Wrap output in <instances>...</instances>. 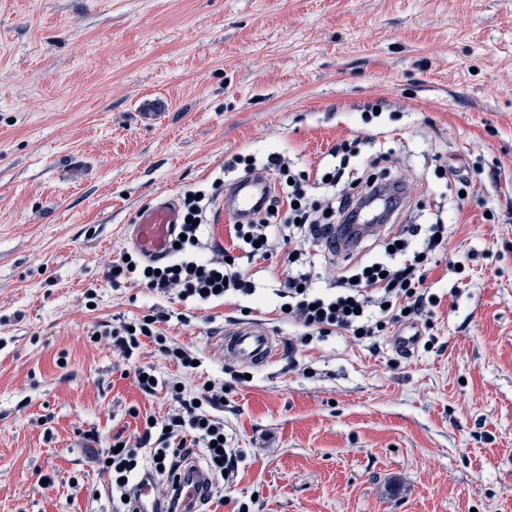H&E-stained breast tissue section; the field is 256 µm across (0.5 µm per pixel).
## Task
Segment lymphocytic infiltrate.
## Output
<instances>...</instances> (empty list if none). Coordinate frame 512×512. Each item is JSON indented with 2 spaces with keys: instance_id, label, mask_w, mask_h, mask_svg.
Segmentation results:
<instances>
[{
  "instance_id": "lymphocytic-infiltrate-1",
  "label": "lymphocytic infiltrate",
  "mask_w": 512,
  "mask_h": 512,
  "mask_svg": "<svg viewBox=\"0 0 512 512\" xmlns=\"http://www.w3.org/2000/svg\"><path fill=\"white\" fill-rule=\"evenodd\" d=\"M227 169L256 168L274 171L281 179L269 198L268 210L250 222L229 227L231 246L212 251L202 222L208 195L183 201L185 220L178 248L168 261L155 264L124 253L107 272L113 287L122 278L140 281L150 291L174 296L182 304H205L230 297L248 298L257 292L253 272L258 264L278 260L282 273L275 295L278 309L289 324L299 327L289 339V350L308 344L314 336H361L375 339L388 324L416 322L437 306L425 282L429 260L448 243L443 217L429 224H398L406 201V187L392 180L376 160L360 157L358 141L343 140L328 152L316 172L292 170L284 155L273 152L263 163L249 156H234ZM340 226L353 250L376 241L380 252L353 265L336 266L341 246L330 243L328 231ZM186 321V313L157 311L134 322L105 326L103 335L113 349L132 356L142 339H150L160 352L185 370H192L194 355L168 345L160 326L170 319ZM152 368H137V386L145 394L165 388L178 404L175 412L147 425L135 440H123L121 450L106 448L97 457L100 473L111 489L112 512H129L132 479L159 481L162 512H177L172 482L185 459L202 452L210 487L202 505L221 497L220 482L235 478L240 456L233 448H216L224 434V385L204 384L196 396H187L175 383L152 384Z\"/></svg>"
}]
</instances>
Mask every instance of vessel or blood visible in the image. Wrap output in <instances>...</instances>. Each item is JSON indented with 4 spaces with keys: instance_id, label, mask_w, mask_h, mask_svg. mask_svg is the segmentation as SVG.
Returning a JSON list of instances; mask_svg holds the SVG:
<instances>
[{
    "instance_id": "vessel-or-blood-1",
    "label": "vessel or blood",
    "mask_w": 512,
    "mask_h": 512,
    "mask_svg": "<svg viewBox=\"0 0 512 512\" xmlns=\"http://www.w3.org/2000/svg\"><path fill=\"white\" fill-rule=\"evenodd\" d=\"M273 189L270 173L256 172L235 179L224 196L216 199L212 208L208 238L211 245H224V222L250 221L263 207ZM181 222V209L176 197H158L152 206L140 209L132 227L133 244L148 258L164 260L168 256L169 240ZM221 354L229 362L240 365H265L272 361L275 340L271 331L254 323H239L226 328L217 341ZM157 497L149 480L139 481L133 492L135 512H154Z\"/></svg>"
}]
</instances>
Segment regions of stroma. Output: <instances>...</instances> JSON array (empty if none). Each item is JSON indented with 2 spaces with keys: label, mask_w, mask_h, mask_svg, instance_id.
Segmentation results:
<instances>
[{
  "label": "stroma",
  "mask_w": 512,
  "mask_h": 512,
  "mask_svg": "<svg viewBox=\"0 0 512 512\" xmlns=\"http://www.w3.org/2000/svg\"><path fill=\"white\" fill-rule=\"evenodd\" d=\"M359 136L423 202L409 221L445 206L413 354L289 355L267 274L244 304L282 346L246 380L214 344L230 299L162 324L189 372L93 341L170 305L106 277L139 209L222 196L236 154L312 169ZM143 365L223 381L241 459L217 512H512V0H0V512H97V454L174 407Z\"/></svg>",
  "instance_id": "stroma-1"
}]
</instances>
